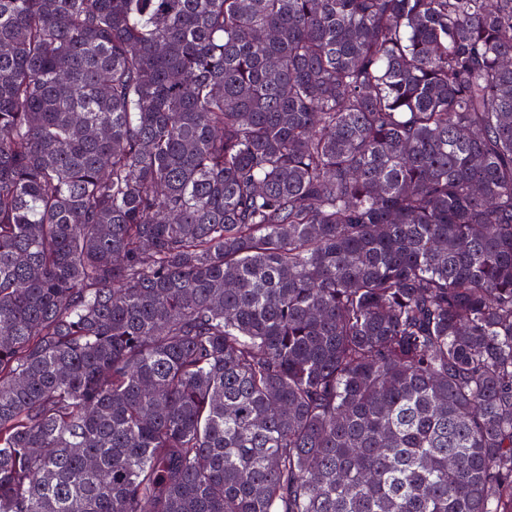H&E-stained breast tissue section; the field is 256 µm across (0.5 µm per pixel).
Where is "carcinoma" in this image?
<instances>
[{
  "label": "carcinoma",
  "instance_id": "1",
  "mask_svg": "<svg viewBox=\"0 0 512 512\" xmlns=\"http://www.w3.org/2000/svg\"><path fill=\"white\" fill-rule=\"evenodd\" d=\"M0 512H512V0H0Z\"/></svg>",
  "mask_w": 512,
  "mask_h": 512
}]
</instances>
